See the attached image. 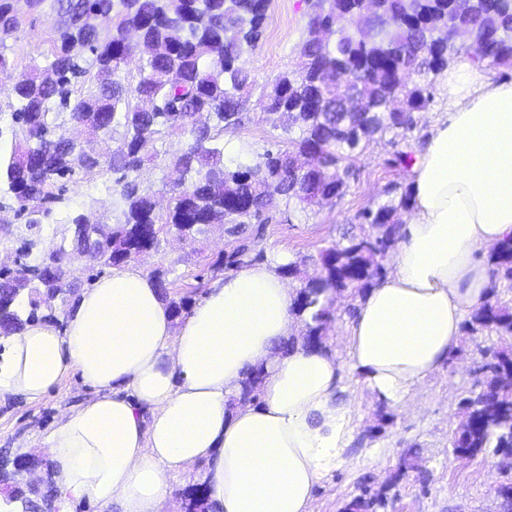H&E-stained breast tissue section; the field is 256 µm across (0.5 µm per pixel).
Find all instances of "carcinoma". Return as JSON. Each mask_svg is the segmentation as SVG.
Returning a JSON list of instances; mask_svg holds the SVG:
<instances>
[{
	"label": "carcinoma",
	"mask_w": 512,
	"mask_h": 512,
	"mask_svg": "<svg viewBox=\"0 0 512 512\" xmlns=\"http://www.w3.org/2000/svg\"><path fill=\"white\" fill-rule=\"evenodd\" d=\"M59 16L53 29L48 65L34 64L15 83L11 109V147L0 154V193L9 197L15 216L29 227L43 223L64 200L67 182L77 171L101 169L93 154L76 151L61 133L59 116L82 124L89 132L119 135L108 168L117 175L116 192L122 218L107 238L79 214L70 248L54 251L56 260L40 256L14 270L0 269V335L23 322L46 319L40 296L67 292L64 266L84 259L88 266H119L134 255L158 249L161 236L195 237L210 224H226L237 245L224 253L213 270H234L263 260L265 226L275 219L278 200L308 206L342 197L353 173L356 155L365 143L388 133L413 128V113L432 101L433 78L460 55L477 63L512 68V0L494 4L473 0L466 14L448 7V0H315L309 31L336 26L340 37L332 48L308 37L300 47L296 70L279 75L266 93L269 109L288 113L284 127L288 147L267 149L252 162L224 163L212 127H198L193 113L212 115L219 130L242 122V96L254 83L238 64L244 46L258 39L269 0H26L27 11L46 2ZM87 12L112 16V28L101 30L82 21ZM360 17L364 29L346 31L342 18ZM474 35L472 45L458 44L454 28ZM19 27L14 0H0V70L10 67L5 40ZM141 56L139 80L131 87L121 73L127 60ZM413 72L423 77L399 101L397 78ZM187 130L191 141L172 156L168 168L182 187L166 215L156 213L152 199L137 182L145 162L158 155L157 136ZM298 136L291 137L292 132ZM415 160L408 145L388 160L393 169H407ZM278 184L280 199L266 187ZM399 201L360 212V233L345 245L319 253L321 275L306 278L294 300V314L303 319L307 344L327 343L331 294L356 297L384 277L381 258L399 228V211L409 207L411 185L393 184ZM493 285L483 304L471 312L466 330H488L500 347L480 368L478 388L459 402L466 430L454 435L453 453L475 457L491 448L512 451V306L498 299V289L512 288V239L489 253ZM263 370L247 372L236 402L259 398ZM188 512H209L205 488L186 493ZM384 495L363 487L343 512H377Z\"/></svg>",
	"instance_id": "carcinoma-1"
}]
</instances>
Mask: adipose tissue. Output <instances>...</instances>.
I'll return each instance as SVG.
<instances>
[{
	"label": "adipose tissue",
	"mask_w": 512,
	"mask_h": 512,
	"mask_svg": "<svg viewBox=\"0 0 512 512\" xmlns=\"http://www.w3.org/2000/svg\"><path fill=\"white\" fill-rule=\"evenodd\" d=\"M443 77L448 112L411 167L393 270L350 325L348 364L381 400L403 398L455 353L492 286L478 253L512 239V78L468 63ZM287 261L217 279L179 324L149 275L119 266L64 324L36 321L0 340V399L40 400L71 372L94 391L43 443L60 512L82 501L161 512L173 480L196 468L215 512H309L345 450L351 408L337 397L343 365L303 342L277 271ZM259 366L258 402L230 407Z\"/></svg>",
	"instance_id": "1"
}]
</instances>
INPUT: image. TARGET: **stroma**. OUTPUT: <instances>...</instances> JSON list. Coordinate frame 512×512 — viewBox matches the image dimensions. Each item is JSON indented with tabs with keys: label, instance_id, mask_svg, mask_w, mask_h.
<instances>
[{
	"label": "stroma",
	"instance_id": "obj_1",
	"mask_svg": "<svg viewBox=\"0 0 512 512\" xmlns=\"http://www.w3.org/2000/svg\"><path fill=\"white\" fill-rule=\"evenodd\" d=\"M312 3L313 0H270L259 41L255 47L245 48L239 59L255 82L247 93L242 123L224 129L218 137L225 162L250 161L283 141L284 119L265 111L263 89L279 74L295 68L299 48L308 36ZM55 22L54 13L48 8L21 15L18 31L8 41L14 69L0 74L1 128L11 124L9 106L14 101L15 75L30 65L44 64L49 51L47 37ZM433 93L430 108L416 113L414 129L401 136L387 134L363 149L355 162V176L342 198L311 208L290 201V222L273 223L265 229L266 260L284 252L289 259L304 261L308 276H317L320 251L344 243L348 233L358 230L359 212L386 202L392 183L410 182V172L395 171L386 161L405 144L419 146L445 112L443 82L435 83ZM189 141V135L180 132L162 133L157 142L158 156L146 162L139 174L141 190L160 204H167L174 195L166 160ZM65 196L66 203L40 228L0 224V261L13 262L17 241L22 237L34 240L33 251L37 254L61 244L70 234V216L82 214L109 224L120 218V198L109 171L76 175L68 183ZM232 245L233 239L224 226L213 224L186 242L167 236L158 250L138 256L134 264L149 274L159 268L167 270L171 294L188 296L196 302L216 279L212 265ZM497 345L498 338L490 331L462 334L458 351L449 362L411 394L388 402L393 421L372 438L365 437L364 432L377 423L378 400L357 373L345 371L339 398L352 406L354 441L317 489L311 512H341L345 502L359 494L361 486H379L394 474L400 475L401 480L386 512H500L494 489L499 484L512 483V469H502L500 456L494 451L460 459L453 455L450 445L459 423L458 403L476 388V369ZM91 394L81 377L72 372L41 400L29 402L20 396L0 400V459L26 458L32 467L31 472L20 473V485H29L31 474L37 473L41 476L39 493H52L50 459L35 453L34 448L64 414L76 410ZM410 448L417 452L420 469L403 475L399 464Z\"/></svg>",
	"mask_w": 512,
	"mask_h": 512
}]
</instances>
